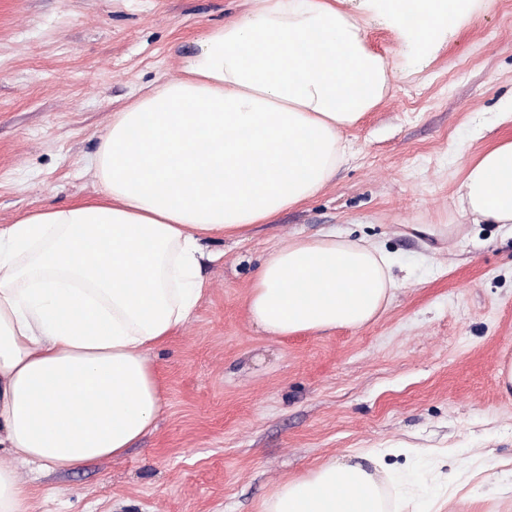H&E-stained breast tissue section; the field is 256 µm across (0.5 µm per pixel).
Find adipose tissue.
<instances>
[{
    "mask_svg": "<svg viewBox=\"0 0 512 512\" xmlns=\"http://www.w3.org/2000/svg\"><path fill=\"white\" fill-rule=\"evenodd\" d=\"M210 30L181 75L115 113L89 164L98 200L0 225V453L69 471L153 427L151 354L207 292L203 241L240 238L320 191L341 134L389 71L343 0H258ZM475 224H512V140L464 169ZM396 289L386 253L333 234L270 250L247 296L268 335L360 327ZM378 467L332 460L263 512H385Z\"/></svg>",
    "mask_w": 512,
    "mask_h": 512,
    "instance_id": "obj_1",
    "label": "adipose tissue"
}]
</instances>
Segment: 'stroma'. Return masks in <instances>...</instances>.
Returning a JSON list of instances; mask_svg holds the SVG:
<instances>
[{
    "label": "stroma",
    "mask_w": 512,
    "mask_h": 512,
    "mask_svg": "<svg viewBox=\"0 0 512 512\" xmlns=\"http://www.w3.org/2000/svg\"><path fill=\"white\" fill-rule=\"evenodd\" d=\"M253 0H0V225L99 198L113 113L179 76ZM389 70L324 188L205 251L208 291L152 355L156 427L122 457L19 465L27 512H262L282 483L384 451L391 512H512V224H475L470 160L512 139V0H466L429 41L384 0H345ZM333 232L382 248L399 287L359 328L272 337L246 299L266 255Z\"/></svg>",
    "instance_id": "35a3bbf8"
}]
</instances>
